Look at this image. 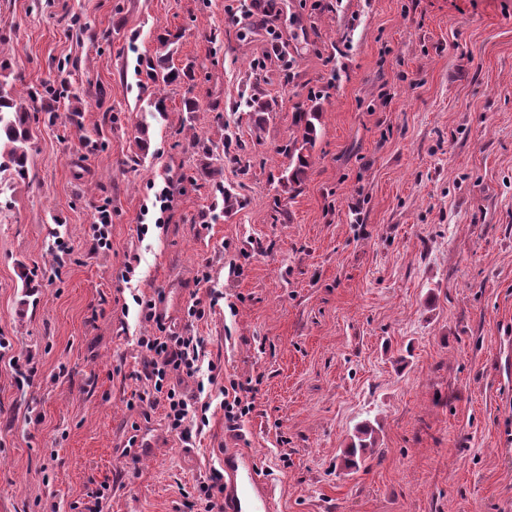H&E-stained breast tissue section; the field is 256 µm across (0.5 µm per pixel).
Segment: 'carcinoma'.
<instances>
[{
	"mask_svg": "<svg viewBox=\"0 0 512 512\" xmlns=\"http://www.w3.org/2000/svg\"><path fill=\"white\" fill-rule=\"evenodd\" d=\"M140 73L155 84L169 85L180 81H191L195 78L192 65L188 64L182 69L169 65L168 55L145 57L139 61ZM12 74L10 63L0 61V173L8 171L13 180H26L29 177L30 144L32 132L30 127V114L33 112H53L55 103L62 92L53 89L44 83L41 87H32L27 90V96L16 94L10 80ZM318 113L300 111L295 113V123L303 129L302 138L285 147L288 158L294 167L288 180L298 183L302 180L309 166L308 156L305 152L314 147L315 125L313 120ZM377 429L365 423L356 429L350 448L345 451V462L350 466L357 465L353 457L358 453H375L378 447Z\"/></svg>",
	"mask_w": 512,
	"mask_h": 512,
	"instance_id": "1",
	"label": "carcinoma"
}]
</instances>
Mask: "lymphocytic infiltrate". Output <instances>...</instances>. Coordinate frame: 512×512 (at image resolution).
I'll list each match as a JSON object with an SVG mask.
<instances>
[{"label":"lymphocytic infiltrate","mask_w":512,"mask_h":512,"mask_svg":"<svg viewBox=\"0 0 512 512\" xmlns=\"http://www.w3.org/2000/svg\"><path fill=\"white\" fill-rule=\"evenodd\" d=\"M148 355L143 375L148 382L147 390L138 393L140 405L147 407L163 406L170 430L178 433L183 442L193 440V434L203 431L208 425V401L201 392L190 394L179 391L175 385L178 379L206 378L208 383L223 381L224 426L227 430H237L243 418L255 407L257 389L251 384H243L236 379H223L220 364L203 363L201 337L191 333L170 334L167 336H142L137 340Z\"/></svg>","instance_id":"1"}]
</instances>
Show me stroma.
Masks as SVG:
<instances>
[{
	"label": "stroma",
	"mask_w": 512,
	"mask_h": 512,
	"mask_svg": "<svg viewBox=\"0 0 512 512\" xmlns=\"http://www.w3.org/2000/svg\"><path fill=\"white\" fill-rule=\"evenodd\" d=\"M263 2L0 0L17 89L64 78L85 106L32 113L30 179L0 190V512H74L98 488L104 512H187L232 448L274 478L275 512H512V0ZM166 32L198 79L158 112L135 65ZM315 104L307 176L284 186L279 149ZM161 327L257 388L237 437L216 402L190 448L134 404L137 339ZM365 420L379 452L346 469Z\"/></svg>",
	"instance_id": "stroma-1"
}]
</instances>
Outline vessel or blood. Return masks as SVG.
Wrapping results in <instances>:
<instances>
[{"instance_id": "vessel-or-blood-1", "label": "vessel or blood", "mask_w": 512, "mask_h": 512, "mask_svg": "<svg viewBox=\"0 0 512 512\" xmlns=\"http://www.w3.org/2000/svg\"><path fill=\"white\" fill-rule=\"evenodd\" d=\"M273 484L247 454L224 455V512H272Z\"/></svg>"}]
</instances>
